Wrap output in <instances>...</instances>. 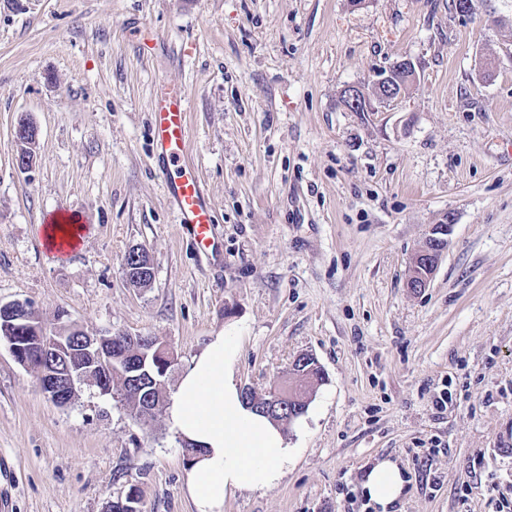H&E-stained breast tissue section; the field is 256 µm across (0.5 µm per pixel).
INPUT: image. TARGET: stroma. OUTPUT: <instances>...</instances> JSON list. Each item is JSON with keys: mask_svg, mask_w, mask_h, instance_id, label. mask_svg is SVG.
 Listing matches in <instances>:
<instances>
[{"mask_svg": "<svg viewBox=\"0 0 512 512\" xmlns=\"http://www.w3.org/2000/svg\"><path fill=\"white\" fill-rule=\"evenodd\" d=\"M495 69L479 75V56ZM417 82L394 106L349 111L396 61ZM189 102L187 161L217 254L178 223L151 150L155 87ZM38 127L16 163L21 118ZM80 213L77 250L43 219ZM429 288L407 286L438 224ZM145 246L150 286L124 258ZM30 302L91 335L157 336L180 374L236 329L240 387L265 396L313 356L325 379L287 426L275 486L224 512H376L371 468L395 460L396 512H499L512 500V0H0V302ZM446 410L435 407L443 395ZM188 457L82 384L55 405L0 338V512H193Z\"/></svg>", "mask_w": 512, "mask_h": 512, "instance_id": "35a3bbf8", "label": "stroma"}]
</instances>
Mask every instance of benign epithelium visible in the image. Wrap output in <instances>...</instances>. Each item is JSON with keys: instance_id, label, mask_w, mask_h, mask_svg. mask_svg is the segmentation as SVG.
<instances>
[{"instance_id": "benign-epithelium-1", "label": "benign epithelium", "mask_w": 512, "mask_h": 512, "mask_svg": "<svg viewBox=\"0 0 512 512\" xmlns=\"http://www.w3.org/2000/svg\"><path fill=\"white\" fill-rule=\"evenodd\" d=\"M417 81V72L406 60L395 63L390 72L373 81L371 90L362 86H348L342 92L344 103L353 110L369 111L373 103H397L406 96L409 87ZM38 129L23 121L17 125V166L27 170L32 166ZM446 226L436 227L412 259V268H427L430 273L411 274L407 287L414 292L427 288L445 251L442 234ZM0 334L8 337V348L14 360L25 368L37 372L41 391L56 405L66 406L76 397L78 385L90 383L103 395L112 394L114 362L128 360L129 371L141 370L134 356L145 357L142 337L121 333V347L112 348V342L104 335L90 336L76 331L72 324L51 329L39 322L32 306L16 300L0 304ZM38 335L39 350L32 354L27 350L30 335ZM313 386L281 384L274 388L271 412H283L291 402L308 401Z\"/></svg>"}]
</instances>
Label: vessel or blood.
I'll use <instances>...</instances> for the list:
<instances>
[{
	"label": "vessel or blood",
	"mask_w": 512,
	"mask_h": 512,
	"mask_svg": "<svg viewBox=\"0 0 512 512\" xmlns=\"http://www.w3.org/2000/svg\"><path fill=\"white\" fill-rule=\"evenodd\" d=\"M187 112L188 100L182 90L157 87L152 113L153 150L179 223L191 228L197 247L205 252L214 245V223L199 179L185 162L189 138Z\"/></svg>",
	"instance_id": "b4317fda"
}]
</instances>
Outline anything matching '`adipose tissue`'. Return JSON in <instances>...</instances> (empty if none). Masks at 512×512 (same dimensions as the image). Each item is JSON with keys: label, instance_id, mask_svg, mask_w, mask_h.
<instances>
[{"label": "adipose tissue", "instance_id": "adipose-tissue-1", "mask_svg": "<svg viewBox=\"0 0 512 512\" xmlns=\"http://www.w3.org/2000/svg\"><path fill=\"white\" fill-rule=\"evenodd\" d=\"M240 344L225 332L210 337L167 402L170 431L194 448L183 487L195 512H224L227 495L276 485L296 454L281 426L243 399L234 375ZM404 484L398 463L387 458L369 471L363 489L378 512H390Z\"/></svg>", "mask_w": 512, "mask_h": 512}]
</instances>
